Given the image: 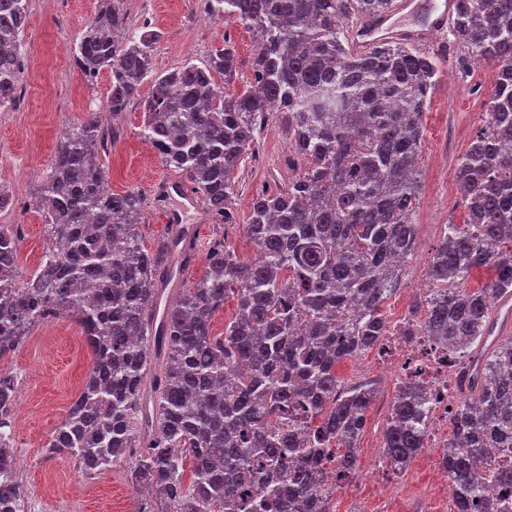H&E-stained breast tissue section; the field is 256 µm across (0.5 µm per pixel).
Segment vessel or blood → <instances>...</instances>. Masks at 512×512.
Masks as SVG:
<instances>
[{
  "label": "vessel or blood",
  "mask_w": 512,
  "mask_h": 512,
  "mask_svg": "<svg viewBox=\"0 0 512 512\" xmlns=\"http://www.w3.org/2000/svg\"><path fill=\"white\" fill-rule=\"evenodd\" d=\"M456 0H394L391 10L351 29L358 51L382 41L425 42L448 27Z\"/></svg>",
  "instance_id": "1"
}]
</instances>
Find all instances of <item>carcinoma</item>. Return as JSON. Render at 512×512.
Instances as JSON below:
<instances>
[{"label":"carcinoma","instance_id":"cac0c4a2","mask_svg":"<svg viewBox=\"0 0 512 512\" xmlns=\"http://www.w3.org/2000/svg\"><path fill=\"white\" fill-rule=\"evenodd\" d=\"M457 2L448 34L495 69L494 84L456 172L467 219L444 228L424 315L401 335L434 337L466 369L494 303L512 293V0ZM29 4L0 0V112L20 87ZM125 4L97 0L75 63L89 83L107 74V111L141 98V136L217 222L232 221V175L270 112L287 116L303 170L253 202L245 229L258 259L214 240L203 275L156 319L174 250L182 243L187 254L194 240L166 237L149 250L145 196L109 189L97 162L112 131L95 112L64 124L28 197L47 232L30 277L19 272L15 225L0 224V355L40 324L76 316L91 360L49 453L96 475L135 457L131 481L151 489L135 512H336L375 397L364 384L342 387L336 366L390 333L383 309L416 246L436 56L400 41L351 50L346 24L385 14L391 0H205L210 16L260 36L252 85L230 94L233 47L158 73L157 34L131 28ZM146 82L152 92L142 98ZM480 269L492 272L489 285L464 287ZM230 296L237 313L216 335L213 314ZM17 389V377L0 371V499L18 512ZM467 390L441 453L454 512H512V338L483 356ZM429 411L424 385L398 390L383 449L394 470L423 447Z\"/></svg>","mask_w":512,"mask_h":512}]
</instances>
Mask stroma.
<instances>
[{
	"label": "stroma",
	"mask_w": 512,
	"mask_h": 512,
	"mask_svg": "<svg viewBox=\"0 0 512 512\" xmlns=\"http://www.w3.org/2000/svg\"><path fill=\"white\" fill-rule=\"evenodd\" d=\"M96 0H30L24 28L25 67L20 97L15 107L0 114V185L15 196L12 209L0 213V224H16L22 231L19 266L30 275L39 266L46 232L40 213L26 205L31 187L46 171L64 121L101 113L117 135L100 161L112 190L135 189L149 194L155 180L170 171L150 143L140 135L143 120L139 104L112 115L105 111L107 76L87 83L73 60V49L94 13ZM134 25H149L158 35L157 71L181 66L185 60L203 62L223 45H231L238 59L237 74L230 86L238 93L253 79L252 60L259 42L257 32L234 21L209 16L204 0H127ZM447 34H439L428 46L439 54L438 82L424 117L421 148V197L414 214L418 228L415 254L407 264L404 287L425 281L429 261L438 246L443 227L463 223L467 213L460 203L455 173L461 157L486 119L487 101L493 86L492 67L471 69L462 75L458 53L447 49ZM303 165L280 115H273L259 134L253 151L235 173L236 191L231 209L234 223L217 226L205 209L190 210L185 223L198 225V255H206L215 237L239 257L253 258L255 250L244 224L257 195L287 186ZM91 351L75 316L68 315L36 328L16 351L0 357V370L17 375L18 393L13 407L14 441L18 477L41 512H134L138 495L127 476L126 464L90 480L82 479L72 459L50 454L47 444L77 398L90 364ZM385 416L370 414L359 442V485L336 491V512H379L386 487L368 480L373 450L381 446ZM400 483L409 512H420L433 503L429 467L416 455L402 473Z\"/></svg>",
	"instance_id": "35a3bbf8"
}]
</instances>
